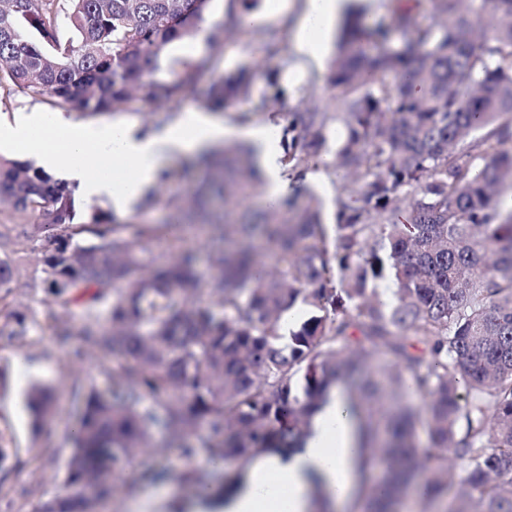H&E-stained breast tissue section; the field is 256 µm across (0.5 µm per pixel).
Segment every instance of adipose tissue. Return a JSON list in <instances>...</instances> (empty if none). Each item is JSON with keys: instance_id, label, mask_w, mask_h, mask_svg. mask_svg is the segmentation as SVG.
Instances as JSON below:
<instances>
[{"instance_id": "1", "label": "adipose tissue", "mask_w": 512, "mask_h": 512, "mask_svg": "<svg viewBox=\"0 0 512 512\" xmlns=\"http://www.w3.org/2000/svg\"><path fill=\"white\" fill-rule=\"evenodd\" d=\"M354 0H305L294 48L298 63L319 58L323 39L340 26ZM241 138L258 150L259 167L270 201L284 199L291 181L281 163L282 150L269 127L235 129L207 112H184L176 121L151 131L132 122L82 123L37 110L16 112L0 126V148L36 157L49 173L66 172L88 199L108 198L120 213L140 203L173 155L196 157L218 147L224 138ZM113 161L125 172L124 186L114 191L108 178L89 175L79 157ZM359 436L348 412L343 387L333 388L315 413L303 448L292 455H267L247 470L241 486L229 496L224 512H308L314 480H321L336 508H344L357 490Z\"/></svg>"}]
</instances>
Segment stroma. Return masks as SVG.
<instances>
[{"label":"stroma","mask_w":512,"mask_h":512,"mask_svg":"<svg viewBox=\"0 0 512 512\" xmlns=\"http://www.w3.org/2000/svg\"><path fill=\"white\" fill-rule=\"evenodd\" d=\"M225 9L223 0H210L201 24L202 31L192 41L173 43L169 55L183 58L190 55L214 53L220 70H255L253 98L241 100L217 111L216 116L230 126H240L241 113H250L251 124L272 123L275 131H282L284 113L318 106L324 112H338L339 107L326 88L331 63L310 64L297 70L292 42H285L276 55H262L258 45L243 37L225 41L220 49H212L207 32L213 21L221 18ZM278 80L285 91V98L274 111L254 113L255 96L267 89L269 80ZM327 143L316 171L324 174L325 184L314 191L322 203L324 224L336 222V197L345 180L335 167V154L344 140V126L340 121L328 125ZM201 233L191 226H183L154 238L147 246L143 258L148 262L163 261L179 250L197 253L199 287H206L211 270L205 250L200 249ZM70 325L72 337L67 346H59L48 328L35 327L29 334L27 345L15 348L0 345V430L4 431L9 446L21 461L37 459L46 494H54L65 472V463L72 452L70 432L77 425L81 410L70 403L62 385L69 378L67 359L73 350L83 347V319L80 311H73ZM35 383L57 387L58 393L50 413L41 423H34L25 403L28 388ZM205 449H198L194 458H187L182 449L172 446L160 449L154 457L135 460L126 471L125 482L116 487L111 498L100 501L96 512H192L198 501L196 489L185 475L192 470L210 469ZM162 472L161 480L146 478V470Z\"/></svg>","instance_id":"stroma-1"}]
</instances>
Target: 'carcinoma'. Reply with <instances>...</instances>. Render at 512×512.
<instances>
[{
    "label": "carcinoma",
    "mask_w": 512,
    "mask_h": 512,
    "mask_svg": "<svg viewBox=\"0 0 512 512\" xmlns=\"http://www.w3.org/2000/svg\"><path fill=\"white\" fill-rule=\"evenodd\" d=\"M208 2L0 0V104L21 91L88 116L140 102L160 107L152 122L162 124L218 67L210 53L161 65L170 45L195 39ZM258 5L228 0L211 37L246 35L280 52L290 21L258 24ZM327 87L342 111L288 113L281 144L282 163L301 175L329 122L343 123L335 165L351 184L336 199L331 236L310 190L301 203L267 206L261 224L207 208L213 193L241 207L263 185L254 149L241 142L197 158L207 178L192 195L163 200V225L99 212L80 221L66 183L0 157V206L10 210L0 252L41 256L43 276L24 291L43 294L60 344L71 337L62 314L82 307L86 347L72 369L95 360L110 379L106 393L71 379L68 395L83 412L63 480L17 512H85L76 491L112 495L135 459L157 451V433L188 455L201 444L214 463L299 448L340 382L360 447L385 461L390 491L371 498L373 512H401L411 483L421 485L420 512H512V210L496 207L512 189V0L491 12L486 0H434L422 21L397 6L372 30L353 12ZM251 96L242 69L215 78L206 102L222 109ZM33 213L41 221L26 223ZM185 224L235 243L202 242L213 269L202 294L193 252L152 265L142 257L147 242ZM85 233L98 242L80 243ZM258 236L280 274L261 260ZM382 281L394 284L391 305L372 288ZM15 290L1 259L0 343L21 346L41 321L10 308ZM298 303L309 317L285 334L282 318ZM53 399L34 387L33 415ZM186 479L208 495L216 484L236 489L244 472ZM453 483L463 491L450 504Z\"/></svg>",
    "instance_id": "obj_1"
}]
</instances>
